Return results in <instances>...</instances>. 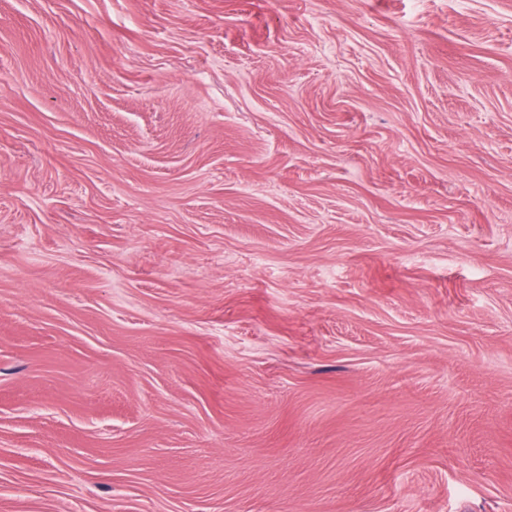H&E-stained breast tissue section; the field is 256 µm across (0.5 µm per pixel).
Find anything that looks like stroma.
<instances>
[{
	"instance_id": "stroma-1",
	"label": "stroma",
	"mask_w": 512,
	"mask_h": 512,
	"mask_svg": "<svg viewBox=\"0 0 512 512\" xmlns=\"http://www.w3.org/2000/svg\"><path fill=\"white\" fill-rule=\"evenodd\" d=\"M0 512H512V0H0Z\"/></svg>"
}]
</instances>
